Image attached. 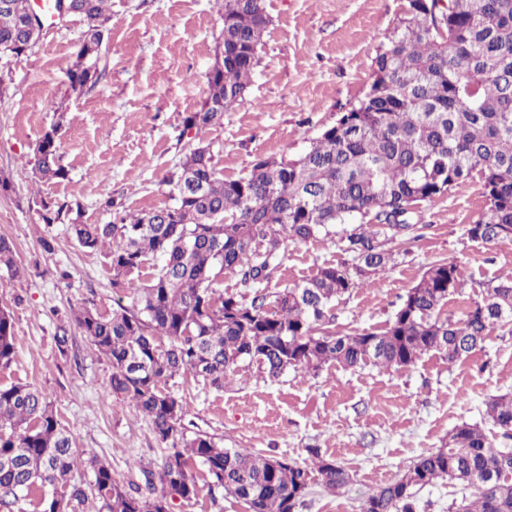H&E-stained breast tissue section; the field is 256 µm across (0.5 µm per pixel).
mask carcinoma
Instances as JSON below:
<instances>
[{"label": "carcinoma", "instance_id": "obj_1", "mask_svg": "<svg viewBox=\"0 0 512 512\" xmlns=\"http://www.w3.org/2000/svg\"><path fill=\"white\" fill-rule=\"evenodd\" d=\"M265 0H224V67L207 76L202 106L184 130L223 124L244 94L269 24ZM86 22L69 87L82 92L99 77L100 51L112 0H67ZM399 20L375 57L369 92L336 124L293 158L260 157L231 178L214 164L213 144L190 150L165 181L173 203L136 214L115 212L110 224H72L80 248L103 254L112 288L127 308H81L77 327L112 364L110 387L145 416L167 453L158 473H146L148 494L132 495L112 469L87 459L94 480L76 479L82 464L73 438L51 401L31 384L0 386V512H83L94 496L99 512H171L170 498L197 496L194 470L248 512H296L311 480L307 467L187 435L186 408L162 385L190 374L220 389L249 361L276 378L339 364L409 367L434 353L450 363L482 348L492 330L512 323V272L486 285L466 318L443 315L463 287L455 262L430 266L405 294L381 332L333 327L334 302L372 286L407 241L414 206L447 194L477 175L488 208L467 228L477 242L512 241V0H447ZM29 0H0V54L22 55L38 42L29 27ZM444 29L449 38L438 36ZM60 123L40 136L35 167L41 178L63 180ZM66 202H41L46 224L64 220ZM342 225L349 259L323 265L302 284L269 300L268 283L288 246ZM0 266L24 274L12 243L0 237ZM230 273L240 290L217 288ZM15 354L13 315L0 307V366ZM485 414L512 439V393L491 397ZM332 491L350 480L345 467L314 462ZM439 480L475 490L455 512H512V448H498L478 424L456 425L448 439L404 474L378 486L361 512H418V492Z\"/></svg>", "mask_w": 512, "mask_h": 512}]
</instances>
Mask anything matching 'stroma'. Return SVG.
<instances>
[{
  "mask_svg": "<svg viewBox=\"0 0 512 512\" xmlns=\"http://www.w3.org/2000/svg\"><path fill=\"white\" fill-rule=\"evenodd\" d=\"M407 0H265L270 24L259 64L244 96L222 125L185 132L184 117L203 102L207 76L224 39L220 0H112L102 45V76L72 92L59 60H72L86 29L69 15L43 27L32 50L0 55V237L12 240L26 277L0 268V306L14 319L15 356L0 369V385L42 389L84 457H97L130 493H144L145 471L165 456L151 422L130 401L112 394L111 363L83 336L73 312L86 301L112 308V274L101 254L81 249L69 224L111 223L113 198L136 213L170 201L164 176L198 141L213 143L225 175L246 173L259 157L303 153L363 97L374 59L402 16ZM61 123L66 179L44 180L34 170L37 139ZM72 204L69 219L44 224L39 201ZM487 200L479 178L419 205L417 237L371 288L335 303L337 329L379 332L400 299L433 264L461 262L465 286L449 297L445 315L465 318L487 283L512 272V242L468 238ZM54 249L45 252L41 239ZM335 234L290 246L269 292L303 283L319 266L343 261ZM70 277L59 280V270ZM72 343L59 352L56 338ZM167 392L182 400L188 432H206L228 448L310 463L311 449L344 465L350 481L330 492L313 479L298 512H360L365 497L436 450L456 425L478 423L499 431L484 415L485 400L512 392V324L495 329L482 350L455 363L424 355L414 365L318 373L290 370L272 380L240 365L223 389L181 374ZM172 512H248L224 489L200 481L191 501Z\"/></svg>",
  "mask_w": 512,
  "mask_h": 512,
  "instance_id": "stroma-1",
  "label": "stroma"
}]
</instances>
